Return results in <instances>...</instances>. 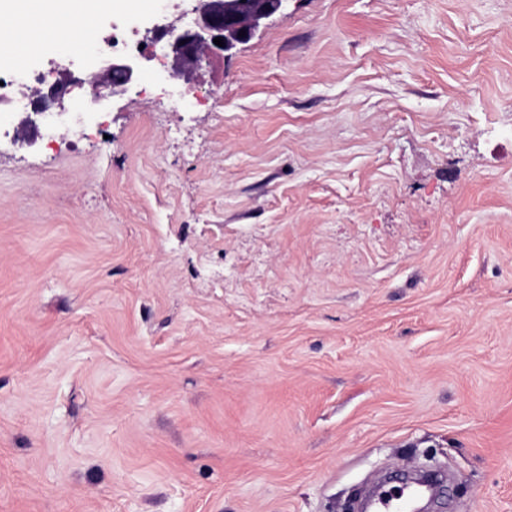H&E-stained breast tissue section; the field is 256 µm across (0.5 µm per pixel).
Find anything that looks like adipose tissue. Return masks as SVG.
Segmentation results:
<instances>
[{
	"mask_svg": "<svg viewBox=\"0 0 512 512\" xmlns=\"http://www.w3.org/2000/svg\"><path fill=\"white\" fill-rule=\"evenodd\" d=\"M126 0H0V52L18 38L45 34L46 25L58 17L99 19Z\"/></svg>",
	"mask_w": 512,
	"mask_h": 512,
	"instance_id": "ef3b65f1",
	"label": "adipose tissue"
}]
</instances>
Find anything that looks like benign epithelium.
I'll use <instances>...</instances> for the list:
<instances>
[{"mask_svg":"<svg viewBox=\"0 0 512 512\" xmlns=\"http://www.w3.org/2000/svg\"><path fill=\"white\" fill-rule=\"evenodd\" d=\"M191 8L167 25L152 29L153 40H168L162 45L165 55L171 57V70L161 76L163 81L188 79L202 62L219 53H230L237 45L250 40L263 20L279 12L285 0H190ZM245 36H239V32ZM217 37L224 46L213 43ZM137 76V63L132 58L114 60L99 66L84 77L69 71L58 74L49 91L41 95L43 111L52 107L65 111L62 100L71 89L93 78L102 82L104 90L94 96L97 111L107 108L110 97L129 92Z\"/></svg>","mask_w":512,"mask_h":512,"instance_id":"7a95c632","label":"benign epithelium"}]
</instances>
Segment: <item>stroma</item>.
Instances as JSON below:
<instances>
[{"mask_svg":"<svg viewBox=\"0 0 512 512\" xmlns=\"http://www.w3.org/2000/svg\"><path fill=\"white\" fill-rule=\"evenodd\" d=\"M182 0L56 26L110 55ZM75 43L0 70L86 68ZM0 133V512H512V0H288Z\"/></svg>","mask_w":512,"mask_h":512,"instance_id":"stroma-1","label":"stroma"}]
</instances>
